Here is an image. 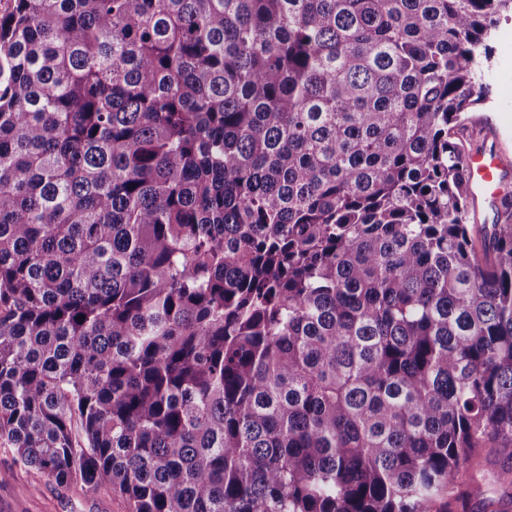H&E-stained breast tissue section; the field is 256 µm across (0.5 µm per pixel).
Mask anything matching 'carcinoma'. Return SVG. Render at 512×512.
I'll use <instances>...</instances> for the list:
<instances>
[{
    "label": "carcinoma",
    "mask_w": 512,
    "mask_h": 512,
    "mask_svg": "<svg viewBox=\"0 0 512 512\" xmlns=\"http://www.w3.org/2000/svg\"><path fill=\"white\" fill-rule=\"evenodd\" d=\"M506 13L12 0L0 447L130 512H512V210L452 138Z\"/></svg>",
    "instance_id": "1"
}]
</instances>
